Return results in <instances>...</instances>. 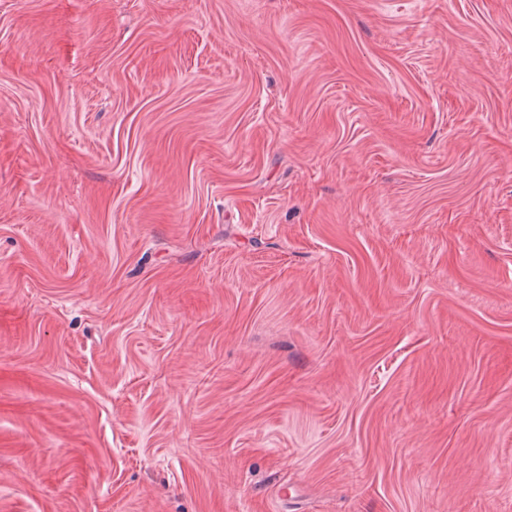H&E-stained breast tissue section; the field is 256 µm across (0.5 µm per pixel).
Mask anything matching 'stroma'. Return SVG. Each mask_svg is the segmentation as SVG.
I'll list each match as a JSON object with an SVG mask.
<instances>
[{
  "mask_svg": "<svg viewBox=\"0 0 512 512\" xmlns=\"http://www.w3.org/2000/svg\"><path fill=\"white\" fill-rule=\"evenodd\" d=\"M0 512H512V0H0Z\"/></svg>",
  "mask_w": 512,
  "mask_h": 512,
  "instance_id": "35a3bbf8",
  "label": "stroma"
}]
</instances>
